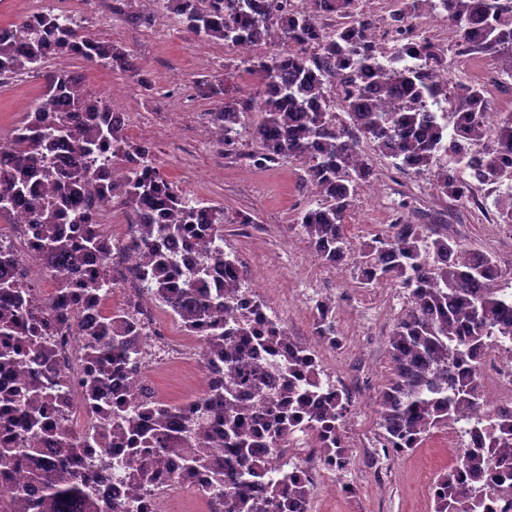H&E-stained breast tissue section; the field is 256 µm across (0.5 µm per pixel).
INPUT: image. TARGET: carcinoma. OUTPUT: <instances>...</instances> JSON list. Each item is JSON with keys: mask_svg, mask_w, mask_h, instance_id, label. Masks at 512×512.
<instances>
[{"mask_svg": "<svg viewBox=\"0 0 512 512\" xmlns=\"http://www.w3.org/2000/svg\"><path fill=\"white\" fill-rule=\"evenodd\" d=\"M148 13L130 20L148 21L164 12L191 35L193 42L223 44L243 41L256 45L269 40L277 48L245 57L229 77H256L263 98V120L254 130L262 152L253 165L266 167L298 162L304 180L315 187L316 205L298 217V230L315 256L327 265L351 263L360 284L369 288L395 280L408 292L407 306L388 336L392 371L376 399L383 448L404 454L419 447L433 430L470 419L484 401L475 364L491 340L512 342V292L499 287L495 259L467 248L414 215L401 213L374 243L354 248L345 221L358 187L375 175L361 152V143L405 170L407 161L422 174L438 169L435 189L464 198L457 170L473 164L489 187L494 219L512 226V112L496 115L495 139L483 142L476 113L466 117L465 133L479 143V161L462 159L448 147V124L408 101L369 102L359 91L336 101V70L372 63L368 45L348 31L326 34L315 28L309 11L287 16L279 0H141ZM456 32L477 8H482L485 40L482 53L497 59L499 71L512 78V0H442ZM314 42L319 51L288 62L290 44ZM77 56L110 69L134 68L131 55L110 42L84 33L68 15L47 10L36 19L25 15L0 37V78L43 73L44 92L34 109L17 124L13 153L0 163V217L9 224L13 202L30 201L29 223L40 226L39 260L69 266L79 274L72 287L107 292L99 280L79 273L82 256L72 249L64 225H85L83 251L106 249L95 228L96 208L110 200L131 209L138 235L129 246L145 256L133 272V287L150 302L167 310L191 336L199 339L200 354L212 365L204 393L187 409L152 396L143 388L120 393L110 390L111 369L142 373L143 356L134 343L139 328L133 315L114 308L102 316L98 334L84 340L89 365L82 384L85 396L106 406L105 425L112 443L98 437H76L62 431L58 452L79 459L92 448L120 468L131 495L107 505L83 469H61L37 449L22 452L11 442L0 443V468L25 459L44 495L35 504L0 484V502L10 512H148L155 487L166 475L155 469L157 459L178 458L184 480H201L216 512H296L311 497L313 483L298 466L275 465L273 449L296 431H308L320 448L326 469L344 472L351 458L342 435V419L352 401L350 392L322 381L313 349L289 336L287 324L267 312L266 305L246 285L248 271L238 257L224 250V207L202 206L185 196L159 172L149 147L128 140L123 120L108 102L92 98L83 76L72 70L42 72L54 57ZM386 86L414 87L410 99L434 94L415 75L378 67ZM340 109L335 113L334 109ZM251 105L226 96L211 113L217 146L229 151L239 142ZM112 154L120 176L107 186H94L102 177L93 167L102 154ZM207 233L202 259L180 267L181 239ZM0 275V336L39 334L43 313L9 307L13 296ZM314 335L336 349L343 336L333 317V302H319ZM45 398L38 380L26 390L4 392L3 400L26 402L28 410L14 418L20 432L43 428L37 409ZM472 433L488 434L490 448H459L453 462L431 489L434 512H492L489 495L509 492L511 479L494 465L496 452L512 454V414L483 427L471 422ZM226 451L224 467L213 462L217 448Z\"/></svg>", "mask_w": 512, "mask_h": 512, "instance_id": "cac0c4a2", "label": "carcinoma"}]
</instances>
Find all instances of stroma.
Returning a JSON list of instances; mask_svg holds the SVG:
<instances>
[{
	"instance_id": "1",
	"label": "stroma",
	"mask_w": 512,
	"mask_h": 512,
	"mask_svg": "<svg viewBox=\"0 0 512 512\" xmlns=\"http://www.w3.org/2000/svg\"><path fill=\"white\" fill-rule=\"evenodd\" d=\"M138 9L137 0H79L76 19L83 29L131 53L140 68L133 74L61 57L48 69L81 72L86 91L112 99L125 113V134L148 144L161 174L187 197L224 208V248L250 269L265 273L255 292L269 313L282 318L296 340L314 345L321 377L351 391L343 437L352 464L336 478L337 491L314 485L317 512H432L431 487L452 460L442 434L435 433L414 451L384 453L374 402L391 373L386 339L406 305L397 286L364 288L349 265L327 266L311 252L296 228L297 217L311 202L314 189L296 163L265 168L247 155L256 150L242 131L233 154L215 147L211 114L224 95L249 99L258 89L254 77L227 79L239 62L235 50L221 44L195 51L189 34L175 19L159 15L149 24L119 20L117 7ZM44 79L37 74L0 80V129L17 122L37 103ZM391 214L377 199L357 197L346 222L354 246L371 242ZM454 237L471 249L496 251L512 267V244L497 240L486 217L458 225ZM335 303L336 323L344 334L334 349L316 343V305ZM145 385L163 400L175 402L201 395L205 384L190 367L167 364L156 351L142 369ZM351 492H344V485Z\"/></svg>"
}]
</instances>
